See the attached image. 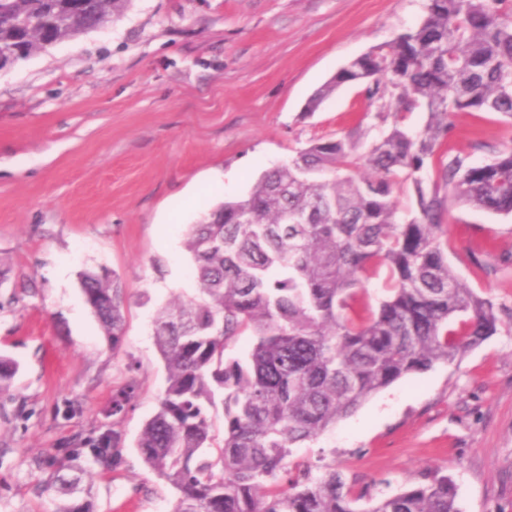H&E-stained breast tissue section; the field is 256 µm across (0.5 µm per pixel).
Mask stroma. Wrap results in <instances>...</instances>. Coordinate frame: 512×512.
Masks as SVG:
<instances>
[{"label": "stroma", "mask_w": 512, "mask_h": 512, "mask_svg": "<svg viewBox=\"0 0 512 512\" xmlns=\"http://www.w3.org/2000/svg\"><path fill=\"white\" fill-rule=\"evenodd\" d=\"M425 0H130L114 22L0 72V354L18 370L0 393V512H53L41 459L97 438L139 365L120 429L124 461L88 467L95 512H172L175 491L136 440L164 387L158 308L197 292L189 225L248 194L313 141L382 131L358 85L316 112L308 99L339 69L415 27ZM485 149H478V142ZM448 148L480 164L512 147V125L456 114ZM238 171L233 183L216 173ZM448 260L491 297L496 333L450 364L369 398L316 440L307 464H336L354 490L396 491L430 469L454 481L461 512H512V217L447 197ZM88 268L126 288L120 352L85 302Z\"/></svg>", "instance_id": "35a3bbf8"}]
</instances>
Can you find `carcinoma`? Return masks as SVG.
<instances>
[{"label":"carcinoma","mask_w":512,"mask_h":512,"mask_svg":"<svg viewBox=\"0 0 512 512\" xmlns=\"http://www.w3.org/2000/svg\"><path fill=\"white\" fill-rule=\"evenodd\" d=\"M130 0H0V60L10 65L119 17ZM359 85L389 125L360 151L357 131L315 141L264 173L248 195L190 226L196 297L158 310L154 340L166 385L136 448L176 491L174 512H460L456 488L433 471L392 494L353 493L331 464L292 459L373 394L450 364L494 334L495 303L448 264L446 191L512 215V148L472 165L443 149L458 112L512 124V0H426L413 29L341 68L309 101L313 112ZM423 110L425 127H406ZM406 192L404 215L395 198ZM383 277L376 308L361 307ZM85 300L117 353L125 288L104 272L80 275ZM247 361L226 356L239 336ZM17 363L0 357V390ZM138 366L112 400V427L92 444L123 462L120 416L138 394ZM222 416L223 434L215 432ZM84 449L42 462L54 512H94L74 475ZM364 500L363 510L354 504Z\"/></svg>","instance_id":"carcinoma-1"}]
</instances>
